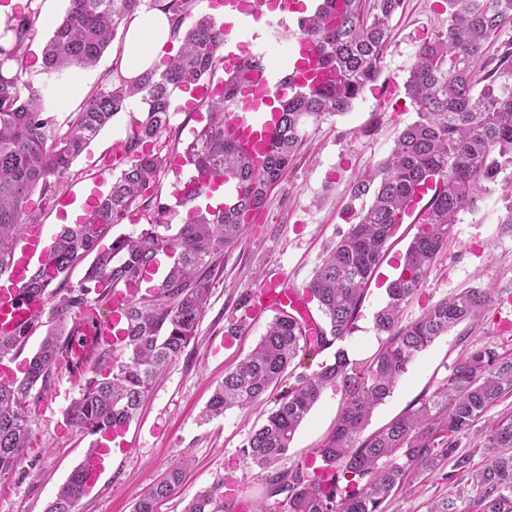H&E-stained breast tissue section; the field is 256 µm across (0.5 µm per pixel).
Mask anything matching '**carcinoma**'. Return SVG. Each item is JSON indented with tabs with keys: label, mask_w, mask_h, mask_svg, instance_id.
I'll return each mask as SVG.
<instances>
[{
	"label": "carcinoma",
	"mask_w": 512,
	"mask_h": 512,
	"mask_svg": "<svg viewBox=\"0 0 512 512\" xmlns=\"http://www.w3.org/2000/svg\"><path fill=\"white\" fill-rule=\"evenodd\" d=\"M33 2L19 7L0 34V279L11 274L28 227L41 223L53 201L50 183L70 175L74 161L128 110L131 99H139L143 110L131 117L123 140L126 157L109 192L95 202L86 222L62 228L51 245L50 263L27 271L25 287L48 301V316L40 322L47 330L24 377L0 384V477L7 478L27 448L33 394L47 391L58 366L66 363L61 336L68 317L87 310L109 315L113 292L126 288L134 293L120 325L123 346L99 354L105 370L91 371L69 419L80 435L94 437L135 418L161 370L197 336L217 258L262 211L268 190L288 172L307 124L350 110L379 78L390 22L403 9V0H372L367 6L362 0H328L302 20L303 36L330 76L280 103L274 141L257 159L241 154L227 127L231 94L210 97L207 123L182 153L196 187L179 199L188 217L174 228L168 221L170 199L157 189L167 173L163 150L169 146L173 95L197 90L224 68V29L210 16L192 18L193 0H69L43 48L47 74L94 65L125 20L143 6L167 10L182 45L164 68L132 82L113 67L62 125L44 88L26 78L38 18ZM442 11L445 25L420 45L407 79L417 120L399 133L377 172L352 184L353 195L370 193L371 203L306 285L324 325L313 336L291 314L276 313L252 352L224 375L203 412L209 421L276 394L265 421L241 448L261 470L264 494L256 512H268L270 499L284 512H386L398 489L448 462L452 491L429 512H512V414L488 418L473 452L459 451L460 440L512 392V352L493 341L473 345L432 393L361 438L374 409L417 355L492 303L488 289L467 288L431 304L418 319L402 321V306L426 287L448 249L457 215L476 210L486 185L512 167V43L486 60L487 48L512 27V0H443ZM217 179L233 184L231 197L199 206ZM426 196L427 203L413 214ZM136 212L145 227L135 236H112V228ZM412 215L417 232L375 315L385 341L361 365L334 345L353 332L390 240ZM164 251L171 258L166 272L140 292L141 271ZM89 256L93 260L80 284L67 286L71 269ZM35 329L30 324L11 339L0 338V358L20 352ZM331 348L332 358L303 371L305 360ZM328 387L341 390L343 407L316 451L322 465L311 473L279 469L296 431ZM475 453L483 465L472 463ZM187 465L184 458L172 464L132 512H159L178 492ZM84 479L76 466L46 512H75ZM223 486L195 495L184 512H223L216 504Z\"/></svg>",
	"instance_id": "cac0c4a2"
}]
</instances>
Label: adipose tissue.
I'll return each mask as SVG.
<instances>
[{
	"instance_id": "adipose-tissue-1",
	"label": "adipose tissue",
	"mask_w": 512,
	"mask_h": 512,
	"mask_svg": "<svg viewBox=\"0 0 512 512\" xmlns=\"http://www.w3.org/2000/svg\"><path fill=\"white\" fill-rule=\"evenodd\" d=\"M172 24L161 8H142L127 23L119 60L121 75L128 80L160 64L163 50L172 42Z\"/></svg>"
}]
</instances>
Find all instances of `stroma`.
Masks as SVG:
<instances>
[{
	"label": "stroma",
	"instance_id": "obj_1",
	"mask_svg": "<svg viewBox=\"0 0 512 512\" xmlns=\"http://www.w3.org/2000/svg\"><path fill=\"white\" fill-rule=\"evenodd\" d=\"M440 2L406 0L402 14L392 21L380 78L349 112L307 125L303 145L282 181L270 190L264 209L253 224L247 225L242 239L219 258L196 340L160 373L130 425L128 449L113 456L110 468L81 499L76 512H132L133 504L170 465L185 457L190 460L185 479L163 512H183L192 497L227 475L236 479L246 499L254 503L261 500L263 488L257 469L244 458L241 447L270 409V402L232 409L207 423L202 422L201 413L225 372L264 336L272 315L267 312L250 319L248 332L229 345L224 342L227 325L243 315L250 294L269 270L281 271L289 286L304 288L326 251L369 204V197L352 195V183L375 171L392 151L398 133L417 119L406 81L419 46L445 21ZM66 7L67 0H41L37 35L30 46L33 65L28 73L32 81L46 84L57 103L63 89L75 90L70 107L58 104L56 113L62 120L83 106L123 47L122 38H115L96 66L74 70L55 81L47 79L39 59ZM140 110V102L131 101L128 111L118 114L75 161L74 177L53 186L54 199L41 223L46 239H54L60 232L66 206L86 190L108 193L114 172L103 169L102 161L114 142L126 138L130 116ZM511 210L509 168L488 186L476 211L459 213L447 254L431 271L424 294L404 306L402 319L413 321L426 304L474 286L489 289L494 306L439 336L423 351L391 396L374 411L368 431L385 426L422 395L433 392L469 345L491 340L512 348V330L501 325L502 319L512 320V226L504 222ZM415 232L413 221H405L392 240L356 329L343 343L353 359H369L381 346L383 337L375 328L374 317L386 302L384 280L393 275L395 258L406 251ZM83 383L81 375L62 368L49 391L32 400L31 437L17 472L0 479V512H46L80 464L89 440L69 425L67 412L79 398ZM341 407V392L326 389L296 432L281 468L311 465L316 448L334 428ZM450 490L444 472L420 477L392 499L388 512H427L429 502Z\"/></svg>",
	"mask_w": 512,
	"mask_h": 512
}]
</instances>
